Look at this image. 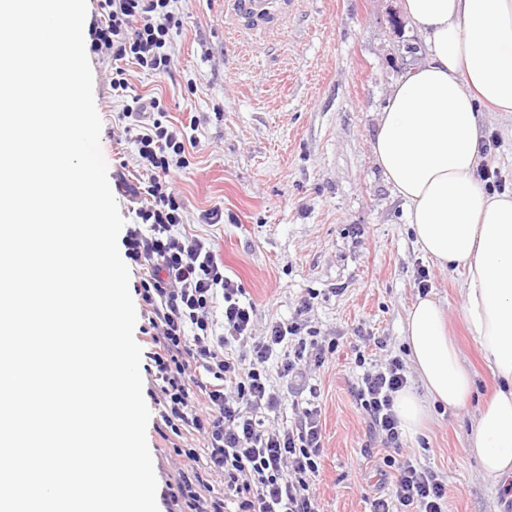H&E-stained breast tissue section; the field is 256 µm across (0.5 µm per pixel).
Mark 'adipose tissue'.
<instances>
[{
  "instance_id": "ef3b65f1",
  "label": "adipose tissue",
  "mask_w": 512,
  "mask_h": 512,
  "mask_svg": "<svg viewBox=\"0 0 512 512\" xmlns=\"http://www.w3.org/2000/svg\"><path fill=\"white\" fill-rule=\"evenodd\" d=\"M402 10L427 58L391 90L372 152L421 249L465 272L463 317L499 380L470 451L498 482L512 477V196L487 193L475 172L485 112L512 116V0H402ZM406 341L424 391L398 393L395 411L413 435L431 404L461 407L473 382L436 300L410 308Z\"/></svg>"
}]
</instances>
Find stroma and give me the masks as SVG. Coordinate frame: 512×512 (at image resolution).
<instances>
[{
    "mask_svg": "<svg viewBox=\"0 0 512 512\" xmlns=\"http://www.w3.org/2000/svg\"><path fill=\"white\" fill-rule=\"evenodd\" d=\"M266 23L249 25L227 0H174L182 25L172 33L171 75L126 63L136 93L161 99L174 124L196 120L197 145L170 186L185 204L184 222L212 239L226 276L253 303L257 327L298 321L338 347L323 366L288 382L270 366L284 395L280 422L294 402L315 399L327 453L314 480L321 512H370L378 477L364 457L366 422L354 389L365 369L393 356L408 359L404 326L418 300L419 269L431 298L446 311L462 365L474 389L464 406H438L403 448L447 486V512H502L503 485L488 479L469 452V438L494 379L462 320L461 270L441 268L417 245L396 196L372 157L378 115L392 85L424 58L419 34L399 0H273ZM103 124L116 125L122 101L109 86L112 63L88 56ZM495 139L482 165L512 192V121L489 114ZM224 221L208 225L206 210ZM308 310H300L304 298ZM364 362H357V355ZM152 411L147 442L159 512L175 488L173 446L202 448L189 433L164 440Z\"/></svg>",
    "mask_w": 512,
    "mask_h": 512,
    "instance_id": "obj_1",
    "label": "stroma"
}]
</instances>
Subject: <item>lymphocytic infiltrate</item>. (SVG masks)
<instances>
[{
	"mask_svg": "<svg viewBox=\"0 0 512 512\" xmlns=\"http://www.w3.org/2000/svg\"><path fill=\"white\" fill-rule=\"evenodd\" d=\"M171 2L100 0V17L88 29L91 51L113 60L112 95L124 103L119 119L144 173L132 183L117 172L116 187L137 205L138 221L127 226L124 246L149 315L142 333L153 366L151 397L174 435L189 429L205 441L201 451L175 448L184 463L170 502L178 512H318L312 484L325 454L320 412L306 407L291 424H266L263 412L277 411L283 401L267 364L280 356V374L290 377L300 364H323L336 344L303 336L295 321L257 329L243 288L225 275L214 244L186 231L184 204L169 188L170 169L184 166L195 136L188 125L168 120L159 99L133 93L122 66L131 59L145 70L171 73V34L181 25ZM216 309L218 321L210 317ZM234 342L247 346L248 355H229ZM407 384L406 367L394 356L364 373L356 388L366 438L386 450L375 468L393 480L388 493L371 500V512H446L438 474L402 453L394 401ZM213 474L224 478L223 496L209 493Z\"/></svg>",
	"mask_w": 512,
	"mask_h": 512,
	"instance_id": "lymphocytic-infiltrate-1",
	"label": "lymphocytic infiltrate"
}]
</instances>
